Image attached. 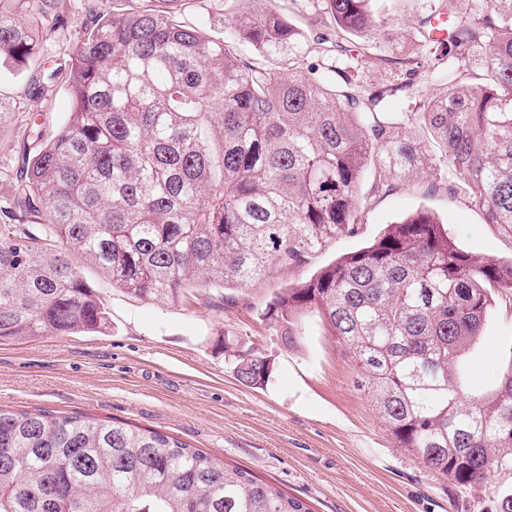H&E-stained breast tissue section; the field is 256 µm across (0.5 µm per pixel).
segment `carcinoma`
Here are the masks:
<instances>
[{
    "label": "carcinoma",
    "mask_w": 512,
    "mask_h": 512,
    "mask_svg": "<svg viewBox=\"0 0 512 512\" xmlns=\"http://www.w3.org/2000/svg\"><path fill=\"white\" fill-rule=\"evenodd\" d=\"M193 0L103 13L83 0L74 46L43 55L68 24L65 0H0V66L63 80L71 109L13 178L0 205V343L108 326L90 266L151 303L191 288L243 287L359 233L371 197L419 176L462 193L512 237V0L463 12L440 0L417 38L445 90L362 92L326 64L398 38L374 0H316L287 19L276 0H224L223 38L183 18ZM253 50L246 56L241 47ZM369 196H364L366 179ZM512 259L485 263L418 211L370 245L283 289L267 315L296 345L316 313L358 370L397 447L460 485L512 470V368L468 396L465 354ZM237 380L268 383L266 355H236ZM0 512H309L304 503L168 435L82 415L0 409Z\"/></svg>",
    "instance_id": "1"
}]
</instances>
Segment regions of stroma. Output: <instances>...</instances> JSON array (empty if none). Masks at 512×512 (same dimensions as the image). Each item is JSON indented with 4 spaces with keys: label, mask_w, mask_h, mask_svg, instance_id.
Segmentation results:
<instances>
[{
    "label": "stroma",
    "mask_w": 512,
    "mask_h": 512,
    "mask_svg": "<svg viewBox=\"0 0 512 512\" xmlns=\"http://www.w3.org/2000/svg\"><path fill=\"white\" fill-rule=\"evenodd\" d=\"M390 21L406 30L398 49L380 44L353 63L356 80L377 86L385 57L419 49L420 19L436 0H399ZM25 123L0 128V199L10 196L22 163ZM432 212L455 245L480 260L512 257V238L485 223L463 195L425 183L397 185L373 198L361 232L341 237L301 264L273 266L245 288H195L190 304L158 305L85 276L103 300L109 325L99 332L42 336L0 344V409L49 410L151 429L250 471L303 501L309 512H499L512 494V471L471 487L436 475L397 448L335 337L306 318L291 348L265 312L282 288L310 279L344 254L370 245L388 225L417 209ZM483 336L470 356L469 392L497 388L512 366V289L493 293ZM273 359L266 386L247 388L221 338Z\"/></svg>",
    "instance_id": "1"
}]
</instances>
